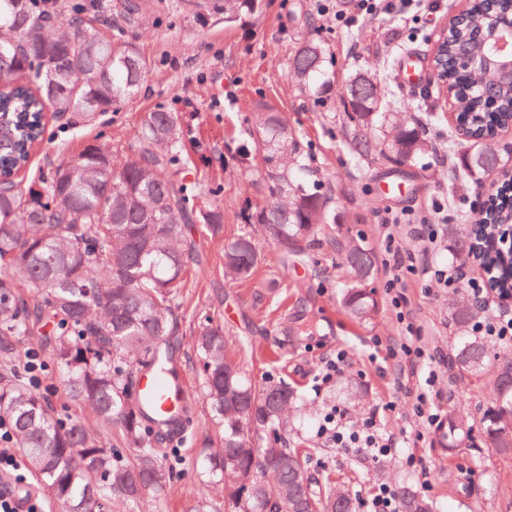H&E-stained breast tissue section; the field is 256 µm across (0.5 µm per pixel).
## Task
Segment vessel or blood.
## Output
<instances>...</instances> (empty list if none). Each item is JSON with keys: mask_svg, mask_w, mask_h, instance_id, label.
<instances>
[{"mask_svg": "<svg viewBox=\"0 0 512 512\" xmlns=\"http://www.w3.org/2000/svg\"><path fill=\"white\" fill-rule=\"evenodd\" d=\"M136 398L148 401L153 411L168 413L169 424L176 425L180 422L178 412L186 406L190 392L186 380L177 375L161 357L141 370Z\"/></svg>", "mask_w": 512, "mask_h": 512, "instance_id": "b4317fda", "label": "vessel or blood"}]
</instances>
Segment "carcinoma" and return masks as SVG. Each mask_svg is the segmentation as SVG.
Instances as JSON below:
<instances>
[{"mask_svg": "<svg viewBox=\"0 0 512 512\" xmlns=\"http://www.w3.org/2000/svg\"><path fill=\"white\" fill-rule=\"evenodd\" d=\"M44 0H0V102L39 123L51 111L89 116L110 112L139 91L149 68L125 30L105 31L84 9L59 19ZM264 0H210L208 7L232 24L258 21ZM486 0H472L467 24L450 36L448 51L479 26ZM392 59L375 64L346 84L353 127L348 149L358 159L381 158L413 165L432 150L427 124L411 115L418 106L401 96ZM289 75L301 90L321 98L330 89L322 46L302 42ZM471 78L448 70L447 92L475 130L512 123V89L493 100L471 88ZM176 112L155 109L141 118L134 152L116 163L102 145L89 144L63 159L40 189L0 194V338L29 336L52 327L51 359L71 399L91 412L94 424L54 414L14 368L8 346L0 347V419L11 422L15 444L30 470L52 492L58 512H140L146 499L159 503L171 474L154 447L151 419L132 396L136 373L165 355L172 305L183 287L192 255L189 225L217 229L224 209L202 210L198 193L176 184L169 172L180 161ZM256 144L238 148L239 163L257 171L266 186L263 203L248 214L263 237L303 259L316 245L321 224H338L330 198L313 169L314 156L299 129L264 101L254 105L247 126ZM458 176L479 185L504 162L490 146L460 157ZM512 211L488 199L471 232ZM354 284L344 297L359 321L376 312L368 282L374 256L359 243L344 254ZM260 261L255 238L243 234L224 248V273L247 277ZM482 311L455 299L450 315L465 333ZM195 347L202 363V390L211 410L218 449L206 458L215 496L201 497L191 512H357L350 491L310 477L302 454L287 447L288 415L299 402L286 384L253 382L232 359L224 331L203 325ZM485 344L462 337L454 351L459 374L477 370ZM483 444L512 451V357L497 369L495 402L482 416ZM117 432L122 447L105 439ZM437 438L452 453L473 444L468 419L454 414ZM401 512H433L411 490L400 494Z\"/></svg>", "mask_w": 512, "mask_h": 512, "instance_id": "1", "label": "carcinoma"}]
</instances>
